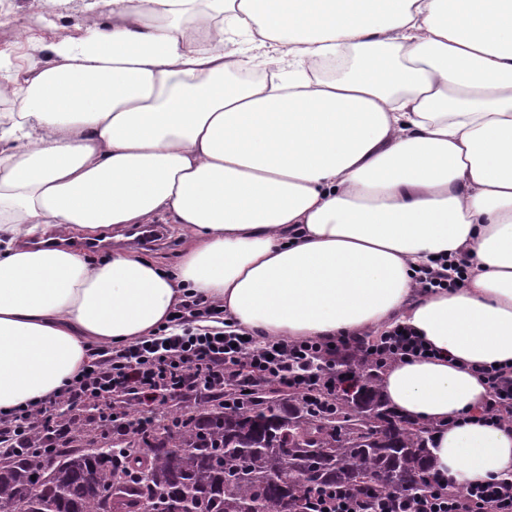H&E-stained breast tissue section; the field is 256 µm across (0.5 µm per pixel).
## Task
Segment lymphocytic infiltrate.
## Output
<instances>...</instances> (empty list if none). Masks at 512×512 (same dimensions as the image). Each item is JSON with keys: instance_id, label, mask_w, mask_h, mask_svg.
<instances>
[{"instance_id": "lymphocytic-infiltrate-1", "label": "lymphocytic infiltrate", "mask_w": 512, "mask_h": 512, "mask_svg": "<svg viewBox=\"0 0 512 512\" xmlns=\"http://www.w3.org/2000/svg\"><path fill=\"white\" fill-rule=\"evenodd\" d=\"M433 351L413 332L395 326L358 341H281L245 333L225 322L224 307L191 296L180 303L168 325L127 345L94 348L81 377L38 402L0 411V454L63 442L82 410H96L99 430H154L157 413L190 409L202 393L220 394L235 385L274 383L291 393L318 398L340 393L349 380L350 358L385 372L408 358H432ZM489 396L482 418L490 425L512 421V365L479 370ZM133 397L153 401L157 413H130L118 406ZM310 512H512V477L490 478L467 487L434 473L416 494L372 496L352 487L315 498Z\"/></svg>"}]
</instances>
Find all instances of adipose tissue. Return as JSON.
Returning <instances> with one entry per match:
<instances>
[{"label":"adipose tissue","instance_id":"adipose-tissue-1","mask_svg":"<svg viewBox=\"0 0 512 512\" xmlns=\"http://www.w3.org/2000/svg\"><path fill=\"white\" fill-rule=\"evenodd\" d=\"M48 51L0 76L1 410L197 295L281 340L408 326L436 356L390 367L386 400L438 424L457 484L512 475L477 373L512 364V0H92ZM163 213L171 267L38 244ZM449 256L463 285L420 292Z\"/></svg>","mask_w":512,"mask_h":512}]
</instances>
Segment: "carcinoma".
Listing matches in <instances>:
<instances>
[{"label": "carcinoma", "instance_id": "cac0c4a2", "mask_svg": "<svg viewBox=\"0 0 512 512\" xmlns=\"http://www.w3.org/2000/svg\"><path fill=\"white\" fill-rule=\"evenodd\" d=\"M357 393L320 415L268 387L218 412L202 404L179 426L105 438L89 423L50 460L36 448L0 456L9 512H304L336 484L390 494L423 490L434 471L433 424L389 407L380 375L356 369ZM180 447L174 451L173 447Z\"/></svg>", "mask_w": 512, "mask_h": 512}]
</instances>
